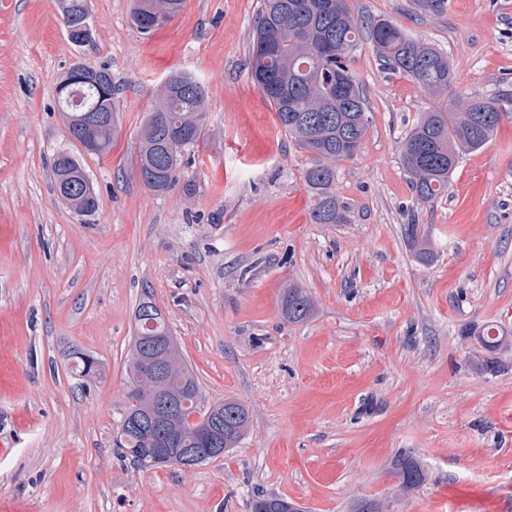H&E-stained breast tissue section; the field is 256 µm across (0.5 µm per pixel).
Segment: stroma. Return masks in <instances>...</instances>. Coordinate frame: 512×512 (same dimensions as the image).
Segmentation results:
<instances>
[{"instance_id": "1", "label": "stroma", "mask_w": 512, "mask_h": 512, "mask_svg": "<svg viewBox=\"0 0 512 512\" xmlns=\"http://www.w3.org/2000/svg\"><path fill=\"white\" fill-rule=\"evenodd\" d=\"M451 63L446 95L387 73L368 40L351 55L371 124L338 162L343 224L311 223L309 153L288 139L247 61L260 0H183L150 34L132 0H89L92 38L73 45L58 0H0V512H248L273 492L308 512H512V345L494 372L469 329L512 337V0H350ZM105 67L117 139L97 156L69 142L56 96L74 63ZM204 84L207 136L183 170L198 191L150 193L138 131L175 72ZM507 94L495 136L447 193L417 202L400 143L420 113ZM69 147L98 196L76 216L52 190ZM416 220L436 260L419 263ZM306 288L312 317L285 322L279 296ZM150 288L209 400L235 399L248 431L193 468H138L112 446L134 312ZM102 372L88 381L72 350ZM425 479L405 490L394 463ZM404 234L416 259L422 264H430L436 251L430 240L420 231V224H404Z\"/></svg>"}]
</instances>
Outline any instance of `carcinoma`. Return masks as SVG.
I'll return each instance as SVG.
<instances>
[{
  "label": "carcinoma",
  "mask_w": 512,
  "mask_h": 512,
  "mask_svg": "<svg viewBox=\"0 0 512 512\" xmlns=\"http://www.w3.org/2000/svg\"><path fill=\"white\" fill-rule=\"evenodd\" d=\"M183 0H133L131 20L144 34L179 13ZM61 15L75 19L88 14L87 0H60ZM248 68L255 84L276 113L288 138L311 153L314 163L304 183L314 198L313 224H343L344 208L336 199V163L353 158L370 126L366 98L349 67L351 52L362 36L370 39L385 70L414 81L440 96L452 80L448 57L431 44L410 38L388 18L362 19L349 0H260ZM112 79L106 68L73 65L57 86L68 134L81 146L92 138L90 153L112 148L117 129L115 87L100 94L82 87L83 108H67V93L79 78ZM208 94L205 86L183 72L171 74L145 113L139 132L137 171L154 195L178 183L187 196L197 181L181 179L185 154H195L206 135ZM503 112L490 98L459 97L451 106L423 113L401 143L404 168L416 200L431 202L448 189L460 156L482 148L496 131ZM53 190L81 217L93 215L98 197L77 157L67 149L55 152L51 164ZM416 259L430 264L436 251L418 224L404 225ZM283 318L290 323L311 318L314 302L302 287L282 289ZM135 334L125 364V393L113 447L139 467H179L184 452L199 455L198 464L217 457L212 448L237 447L248 430L249 409L235 399L209 402L184 358L160 309L149 293L134 314ZM80 374L99 373L98 361L76 353ZM396 469L402 487L425 478L420 464L400 455ZM251 512H303L286 497L252 498Z\"/></svg>",
  "instance_id": "obj_1"
}]
</instances>
